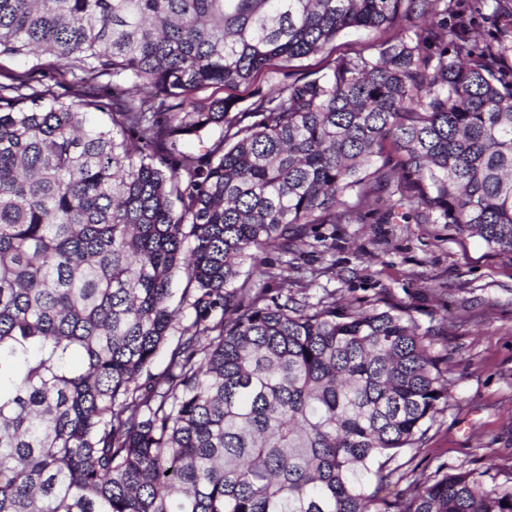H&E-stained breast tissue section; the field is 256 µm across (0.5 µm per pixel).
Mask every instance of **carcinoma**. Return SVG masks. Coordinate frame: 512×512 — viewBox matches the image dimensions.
<instances>
[{"label": "carcinoma", "instance_id": "1", "mask_svg": "<svg viewBox=\"0 0 512 512\" xmlns=\"http://www.w3.org/2000/svg\"><path fill=\"white\" fill-rule=\"evenodd\" d=\"M433 2L0 0V58L112 76L73 100L0 84V512H512V485L469 473L384 495L450 398L404 311L234 286L242 260L357 220L391 163L387 209L512 257L498 54L438 23L246 108L192 100Z\"/></svg>", "mask_w": 512, "mask_h": 512}]
</instances>
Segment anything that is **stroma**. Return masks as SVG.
I'll return each mask as SVG.
<instances>
[{
    "mask_svg": "<svg viewBox=\"0 0 512 512\" xmlns=\"http://www.w3.org/2000/svg\"><path fill=\"white\" fill-rule=\"evenodd\" d=\"M448 24L475 36L478 47L506 45L504 66H512V0H450ZM418 21L402 18L397 29L342 31L319 54L279 61L238 87H209L195 99L206 103L232 97L248 105L257 94L295 77L321 71L336 57L370 55L394 32H413ZM371 204L352 224L312 225L294 254L271 249L240 264L250 287L311 304L336 302L351 309H404L419 334L431 337L434 352L448 372L453 394L447 408L430 422L413 448L404 477L388 488L402 495L411 480L433 475L438 467L469 472L485 486L512 485V258L489 249L476 237L428 224L415 213L386 220ZM274 266L283 276L270 281L260 268Z\"/></svg>",
    "mask_w": 512,
    "mask_h": 512,
    "instance_id": "obj_1",
    "label": "stroma"
}]
</instances>
